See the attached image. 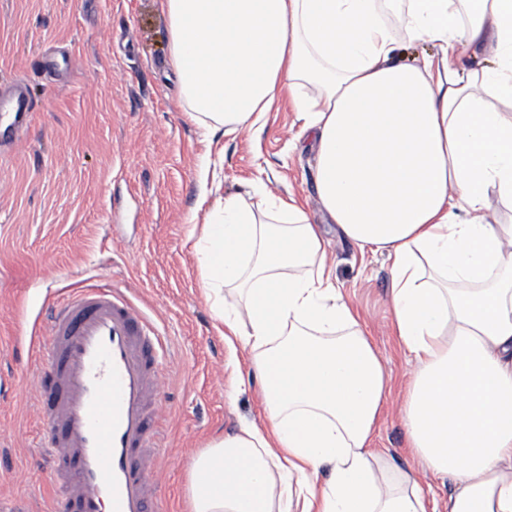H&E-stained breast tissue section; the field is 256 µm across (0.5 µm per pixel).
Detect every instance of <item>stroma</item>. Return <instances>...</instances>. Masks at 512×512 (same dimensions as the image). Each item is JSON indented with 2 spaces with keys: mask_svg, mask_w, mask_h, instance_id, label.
Returning <instances> with one entry per match:
<instances>
[{
  "mask_svg": "<svg viewBox=\"0 0 512 512\" xmlns=\"http://www.w3.org/2000/svg\"><path fill=\"white\" fill-rule=\"evenodd\" d=\"M61 50L57 74L34 72ZM162 0H0V88L26 77L28 128L0 146V502L44 512L55 486L42 417L24 391L40 367L21 337L28 319L73 285L110 279L170 349L160 361L165 413L155 473L162 512H189V465L217 437L262 410L247 364H234L201 296L194 245L219 198L267 190L294 196L312 223L315 158L280 98L263 127L209 134L183 111L169 78ZM333 269L388 376L374 446L406 469L398 406L413 367L394 333L388 263L334 242Z\"/></svg>",
  "mask_w": 512,
  "mask_h": 512,
  "instance_id": "35a3bbf8",
  "label": "stroma"
}]
</instances>
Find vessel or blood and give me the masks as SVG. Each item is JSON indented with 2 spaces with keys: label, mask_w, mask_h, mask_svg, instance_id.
Instances as JSON below:
<instances>
[{
  "label": "vessel or blood",
  "mask_w": 512,
  "mask_h": 512,
  "mask_svg": "<svg viewBox=\"0 0 512 512\" xmlns=\"http://www.w3.org/2000/svg\"><path fill=\"white\" fill-rule=\"evenodd\" d=\"M32 106L25 80L0 95L1 130L16 135ZM32 342L46 363L35 386L57 492L48 512H160L159 356L154 321L107 284L75 286L45 311Z\"/></svg>",
  "instance_id": "1"
}]
</instances>
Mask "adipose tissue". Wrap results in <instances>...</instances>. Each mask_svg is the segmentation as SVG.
<instances>
[{"instance_id": "ef3b65f1", "label": "adipose tissue", "mask_w": 512, "mask_h": 512, "mask_svg": "<svg viewBox=\"0 0 512 512\" xmlns=\"http://www.w3.org/2000/svg\"><path fill=\"white\" fill-rule=\"evenodd\" d=\"M408 2V37L435 48L411 64L377 0H162L192 122L235 136L293 102L326 224L389 261L414 367L417 468L396 470L373 447L388 379L326 225L292 197H226L196 243L203 295L264 420L193 458L190 512H512V225L489 202H512V0ZM470 50L486 65L462 70ZM422 472L448 483L443 505Z\"/></svg>"}]
</instances>
